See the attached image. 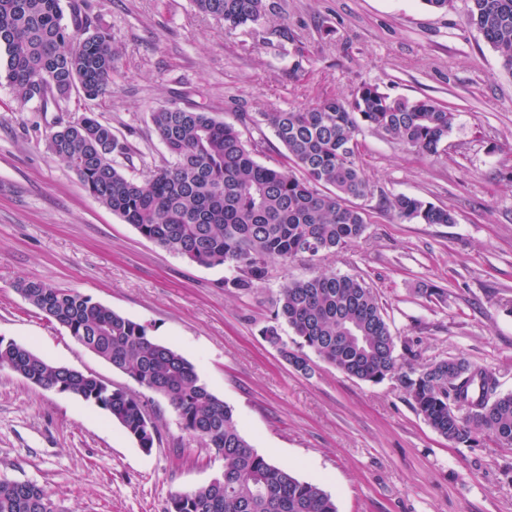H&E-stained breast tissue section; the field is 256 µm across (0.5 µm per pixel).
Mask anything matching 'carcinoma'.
Instances as JSON below:
<instances>
[{
    "label": "carcinoma",
    "mask_w": 512,
    "mask_h": 512,
    "mask_svg": "<svg viewBox=\"0 0 512 512\" xmlns=\"http://www.w3.org/2000/svg\"><path fill=\"white\" fill-rule=\"evenodd\" d=\"M195 8L228 28L256 24L267 0H193ZM64 22L61 0H0V79L23 103L47 112L72 94L95 101L112 84L117 54L112 34L88 0H70ZM466 23L501 56L512 74V0H467ZM285 148V162L257 161V146L237 123L209 112L161 105L150 121L165 150L162 164L135 178L114 164L127 145L92 115L78 122L57 118L46 149L75 171L85 190L168 252L234 275L224 287L248 292L265 281L269 264L313 261L362 238L365 212L355 201L372 194L358 161L363 127L437 156L456 114L431 99L392 98L362 85L349 99L325 98L297 110L260 113ZM386 207L403 221L453 224L446 208L398 195ZM17 292L79 344L122 371L138 386L164 398L183 430L224 458L223 473L208 484L171 496L168 512H337L332 496L261 454L238 428L232 408L209 391L195 365L156 342L147 326L76 291L37 280ZM294 334L293 346L280 334ZM266 343L296 371L310 375L307 351L364 382L395 380L428 425L454 446L470 447L484 435L512 447V391L498 390L495 374L465 358L440 359L416 368L398 349L383 307L354 276L317 270L279 290ZM0 369L59 389L106 411L145 452L156 427L145 425L146 407L135 394L92 374L56 365L30 348L0 337ZM48 492L31 481L0 478V512H46Z\"/></svg>",
    "instance_id": "obj_1"
}]
</instances>
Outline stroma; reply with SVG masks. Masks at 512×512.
Wrapping results in <instances>:
<instances>
[{
	"instance_id": "1",
	"label": "stroma",
	"mask_w": 512,
	"mask_h": 512,
	"mask_svg": "<svg viewBox=\"0 0 512 512\" xmlns=\"http://www.w3.org/2000/svg\"><path fill=\"white\" fill-rule=\"evenodd\" d=\"M118 55L112 90L71 98L129 145L116 163L142 177L161 164L150 122L161 104L234 121L272 108L348 98L372 84L393 98L449 105L456 122L430 157L370 128L357 135L372 193L362 238L319 264H270L247 293L226 271L176 256L95 201L45 148L54 115L20 104L0 81V336L136 393L159 440L144 452L96 405L0 369V477L45 488L57 512H165L172 494L224 469L173 408L79 345L15 290L40 280L148 327L194 363L260 453L320 484L337 512H512V448L489 436L454 447L395 380L350 378L312 358L295 371L262 338L281 285L314 267L363 279L415 366L463 357L512 391V74L464 20L465 0H274L235 29L192 0H90ZM407 194L448 208L451 224L399 220L384 200Z\"/></svg>"
}]
</instances>
